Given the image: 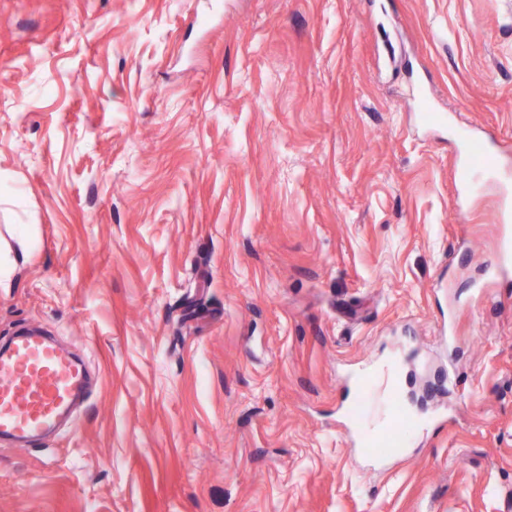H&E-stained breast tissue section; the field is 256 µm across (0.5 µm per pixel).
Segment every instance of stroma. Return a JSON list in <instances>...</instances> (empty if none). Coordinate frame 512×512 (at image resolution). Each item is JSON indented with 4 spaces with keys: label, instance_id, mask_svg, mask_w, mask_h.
Wrapping results in <instances>:
<instances>
[{
    "label": "stroma",
    "instance_id": "1",
    "mask_svg": "<svg viewBox=\"0 0 512 512\" xmlns=\"http://www.w3.org/2000/svg\"><path fill=\"white\" fill-rule=\"evenodd\" d=\"M459 124L512 156V0H0V345L93 376L0 441V512H512V223ZM391 363L366 457L343 389ZM455 139L464 148L467 156L466 163L460 168L459 178V186L463 194H466L475 191L478 179L498 171L504 165L499 157L502 152L491 151L486 142L478 139L471 129L466 127L457 128ZM476 152L488 157V161L483 165H475L473 158Z\"/></svg>",
    "mask_w": 512,
    "mask_h": 512
}]
</instances>
